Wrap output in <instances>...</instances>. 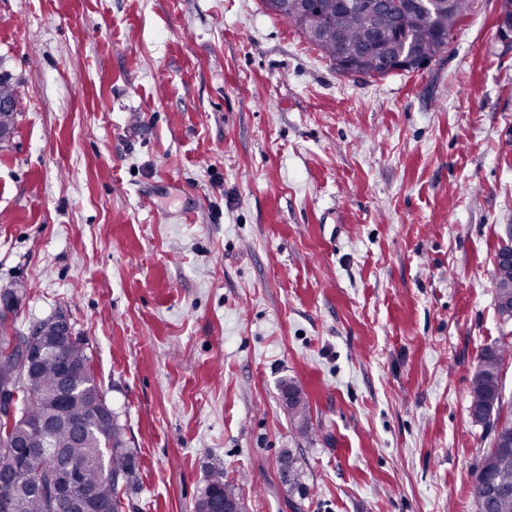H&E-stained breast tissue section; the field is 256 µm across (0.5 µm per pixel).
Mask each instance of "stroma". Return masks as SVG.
Instances as JSON below:
<instances>
[{"mask_svg": "<svg viewBox=\"0 0 512 512\" xmlns=\"http://www.w3.org/2000/svg\"><path fill=\"white\" fill-rule=\"evenodd\" d=\"M473 2L444 56L379 79L261 0H0V293L18 334L61 313L86 340L125 512H196L217 460L245 512H477L512 43Z\"/></svg>", "mask_w": 512, "mask_h": 512, "instance_id": "35a3bbf8", "label": "stroma"}]
</instances>
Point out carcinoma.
Segmentation results:
<instances>
[{
  "label": "carcinoma",
  "instance_id": "cac0c4a2",
  "mask_svg": "<svg viewBox=\"0 0 512 512\" xmlns=\"http://www.w3.org/2000/svg\"><path fill=\"white\" fill-rule=\"evenodd\" d=\"M472 0H455L446 12L433 8L431 0H420L410 16L397 15L385 24L360 8L357 0H309L303 9L300 0H280L275 15L293 23L305 39L332 63L342 55H353L363 47L375 51L363 60L362 75L385 78L400 69L389 65L376 51L383 46L389 55L412 56L416 69L442 57L454 38L460 22L469 14ZM13 293L0 295V383L17 376L13 360L16 337L10 332L8 313L13 311ZM512 361V330H502L494 345L485 348L475 364L470 381V405L482 412L478 423L492 435L491 447L483 457L475 476L474 495L478 512H485L490 504L481 493V486L495 476L512 478V449L497 447L502 434H512V401L503 399L502 375ZM67 364L82 373V383L64 401V413L84 422L85 434L81 441H73L68 428L60 423L51 433L56 448L82 464L81 479L70 489L76 497L92 500L101 512H123L124 497L134 474V454L126 447L124 429L118 416L110 420L99 418L92 404L103 397L94 382L91 357L81 336L69 346L62 358L47 356L41 360L33 375L32 384L19 389L21 416L14 423L0 419V468L14 465L22 457V449L8 448L5 440L13 430L25 423L39 421L59 399V372ZM291 423L300 436L310 433L309 406L301 399L288 407ZM211 495L240 498L235 484L224 480L223 469L215 466L210 482L198 501L197 512H205ZM14 499V512H51L50 499L27 491L23 487L1 488L0 498Z\"/></svg>",
  "mask_w": 512,
  "mask_h": 512
}]
</instances>
